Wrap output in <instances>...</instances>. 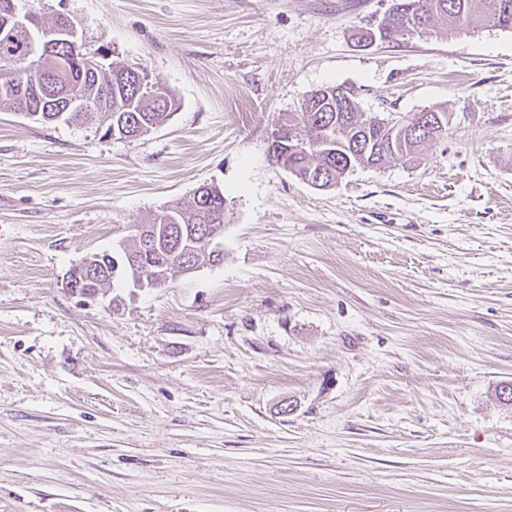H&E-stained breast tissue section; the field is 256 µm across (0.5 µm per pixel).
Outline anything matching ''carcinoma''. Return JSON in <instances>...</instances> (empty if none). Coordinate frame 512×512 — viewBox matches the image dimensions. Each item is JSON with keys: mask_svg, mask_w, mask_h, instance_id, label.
Returning a JSON list of instances; mask_svg holds the SVG:
<instances>
[{"mask_svg": "<svg viewBox=\"0 0 512 512\" xmlns=\"http://www.w3.org/2000/svg\"><path fill=\"white\" fill-rule=\"evenodd\" d=\"M416 3L421 4L420 26L428 35L457 34L472 16L477 21L486 20L488 26L512 29V0H398L381 25L390 34H398L405 24L406 7ZM29 47L26 38L0 30V71L12 72L8 78L0 79V85L23 79L32 82L40 67V58L29 55ZM49 96L55 103L76 98L86 109L69 112L61 120L56 112L28 111L26 116L41 123L61 121L75 128L98 129L106 120L117 139H139L166 123L174 113L168 109V102L174 100L169 92L153 82L147 73L118 61L112 62L109 73L62 75ZM349 96L350 99L335 100L329 106L325 98L310 92L298 111L276 125L281 150L271 154L272 160L303 181L319 171L323 173L322 186L332 187L342 178L348 163L358 166L354 162L357 154L366 153V161L376 166L397 157L409 162L423 145L448 132V111L433 109L420 113L421 117L430 119V125L419 133L408 135L398 130L391 136L382 135L376 129L365 128L357 91L350 89ZM2 102L21 112L37 105L39 99L32 94L14 98L0 95ZM438 117L442 122L436 121ZM327 126L351 138L337 149L328 150L315 144L314 132ZM291 135L306 139V147L291 150ZM144 227L152 232L156 241V249L149 260L156 265L159 274L168 271L184 254L199 264H219L224 256L205 251L201 240L214 231H224V192L214 184L203 183L195 189L188 203L163 208ZM81 264L89 277L83 286L108 292L115 282L112 253L89 254Z\"/></svg>", "mask_w": 512, "mask_h": 512, "instance_id": "carcinoma-1", "label": "carcinoma"}]
</instances>
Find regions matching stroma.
Here are the masks:
<instances>
[{"label": "stroma", "instance_id": "1", "mask_svg": "<svg viewBox=\"0 0 512 512\" xmlns=\"http://www.w3.org/2000/svg\"><path fill=\"white\" fill-rule=\"evenodd\" d=\"M393 4L21 0L179 108L126 141L0 104V512H512V30L355 47ZM326 84L448 133L312 188L269 136ZM212 182L222 264L67 292ZM113 257L112 252L107 251L87 255L81 261V264L86 267V275L90 278V280L87 282L82 281V285L84 287L88 286L89 288H98L104 293L108 292L114 282L119 280L117 278H112V276H115L120 268V266L115 263L114 269H112ZM99 290L94 292H85L74 288L73 290H70V294H72L73 297L80 298L81 302L98 303L106 299V297H102Z\"/></svg>", "mask_w": 512, "mask_h": 512}]
</instances>
